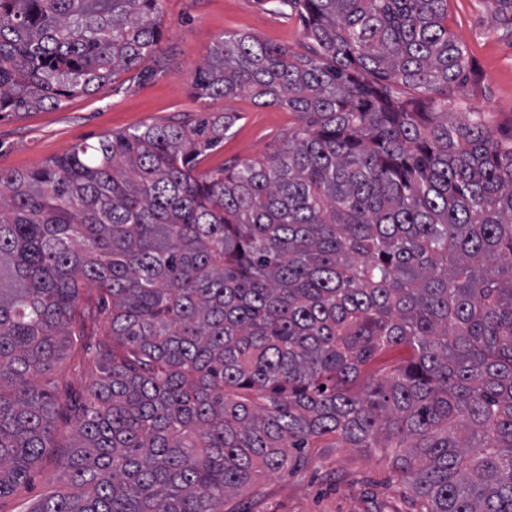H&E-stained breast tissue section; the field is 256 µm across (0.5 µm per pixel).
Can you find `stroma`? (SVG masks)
I'll return each instance as SVG.
<instances>
[{"label": "stroma", "instance_id": "1", "mask_svg": "<svg viewBox=\"0 0 512 512\" xmlns=\"http://www.w3.org/2000/svg\"><path fill=\"white\" fill-rule=\"evenodd\" d=\"M448 27L465 46L473 74L455 93L453 117L482 112L501 131L512 130V25L493 21L484 0H449ZM227 33H246L270 44L299 49L302 24L279 0H163L162 40L156 57L56 109L0 115V170L33 171L65 156L76 144L149 123L232 108L242 118L200 171L233 166L273 152L296 116L263 107L249 95L232 101L200 95L194 75L210 46ZM105 320L90 325L81 345L46 376L59 399L85 394L97 376L87 349L109 341ZM71 423L59 422L57 445L48 449L28 482L0 498V512H25L34 502L66 488L59 464L73 441ZM239 512H420L409 487L389 460L372 448H307L283 472L261 474L253 492L234 500Z\"/></svg>", "mask_w": 512, "mask_h": 512}]
</instances>
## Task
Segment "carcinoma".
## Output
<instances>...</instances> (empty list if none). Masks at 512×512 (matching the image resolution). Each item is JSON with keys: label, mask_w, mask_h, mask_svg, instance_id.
Listing matches in <instances>:
<instances>
[{"label": "carcinoma", "mask_w": 512, "mask_h": 512, "mask_svg": "<svg viewBox=\"0 0 512 512\" xmlns=\"http://www.w3.org/2000/svg\"><path fill=\"white\" fill-rule=\"evenodd\" d=\"M287 2L303 51L226 33L194 77L294 113L275 153L198 173L240 119L208 112L0 171V498L65 411L75 491L27 512H239L324 437L392 459L424 512H512V136L448 114V0ZM161 14L0 0V112L138 66ZM94 315L112 344L63 411L37 379Z\"/></svg>", "instance_id": "cac0c4a2"}]
</instances>
